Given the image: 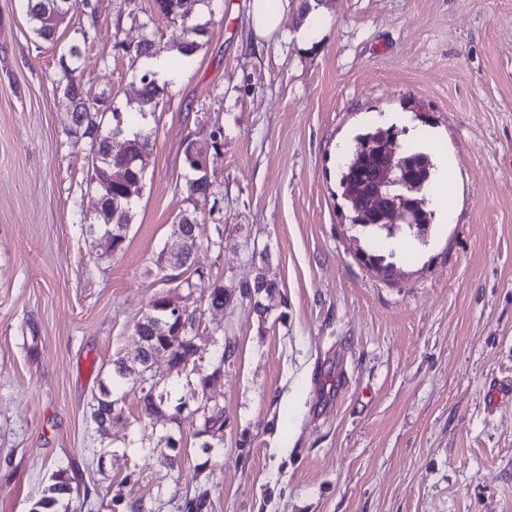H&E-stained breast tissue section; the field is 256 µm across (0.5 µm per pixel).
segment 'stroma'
Wrapping results in <instances>:
<instances>
[{
  "label": "stroma",
  "mask_w": 512,
  "mask_h": 512,
  "mask_svg": "<svg viewBox=\"0 0 512 512\" xmlns=\"http://www.w3.org/2000/svg\"><path fill=\"white\" fill-rule=\"evenodd\" d=\"M75 6L45 42L23 0H0V512H29L55 465L75 462L85 512H512V0H320L321 40L258 46L248 0H213L193 64L146 115L143 188L124 249L85 232L89 145L70 136L58 60L80 38L90 96L133 108L141 38L125 0ZM394 117L398 145L434 139L451 190L428 203L426 243L394 244L386 276L360 258L338 184L343 142ZM206 273L200 336L235 346L211 392L221 447L199 418L140 429L127 393L106 470L88 403L102 370L135 347L163 289L162 252L189 208ZM263 275L271 294L244 295ZM231 300L208 306L210 282ZM183 448L169 468L162 436Z\"/></svg>",
  "instance_id": "stroma-1"
}]
</instances>
